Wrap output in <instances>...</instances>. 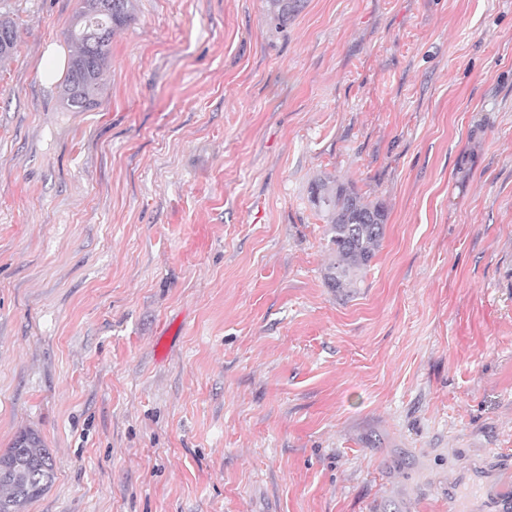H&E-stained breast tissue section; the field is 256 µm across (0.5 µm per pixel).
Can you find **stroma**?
I'll list each match as a JSON object with an SVG mask.
<instances>
[{
    "label": "stroma",
    "instance_id": "obj_1",
    "mask_svg": "<svg viewBox=\"0 0 512 512\" xmlns=\"http://www.w3.org/2000/svg\"><path fill=\"white\" fill-rule=\"evenodd\" d=\"M0 0V449L26 512H512V0H134L97 104ZM320 174L387 214L326 285ZM18 26L8 15H0V59L10 57L17 46ZM34 432L24 428L17 435ZM15 438L0 453V512H24L55 480L54 459L44 441L37 438L32 448H17Z\"/></svg>",
    "mask_w": 512,
    "mask_h": 512
}]
</instances>
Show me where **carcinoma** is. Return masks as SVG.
I'll return each mask as SVG.
<instances>
[{
  "mask_svg": "<svg viewBox=\"0 0 512 512\" xmlns=\"http://www.w3.org/2000/svg\"><path fill=\"white\" fill-rule=\"evenodd\" d=\"M270 12L282 23L302 7L301 0H268ZM133 0H80L75 18L97 24V40L71 29L68 38L76 46L64 85L62 102L75 112L96 105L102 76L112 53V35L131 22ZM18 26L0 15V59L10 57L17 46ZM309 197L327 226L330 260L324 270L328 287L355 288L359 273L369 267L385 234L386 213L365 201L351 186L333 176L314 178ZM55 480L54 459L43 440L30 448L11 443L0 453V512H25L26 506L43 495Z\"/></svg>",
  "mask_w": 512,
  "mask_h": 512,
  "instance_id": "obj_1",
  "label": "carcinoma"
}]
</instances>
